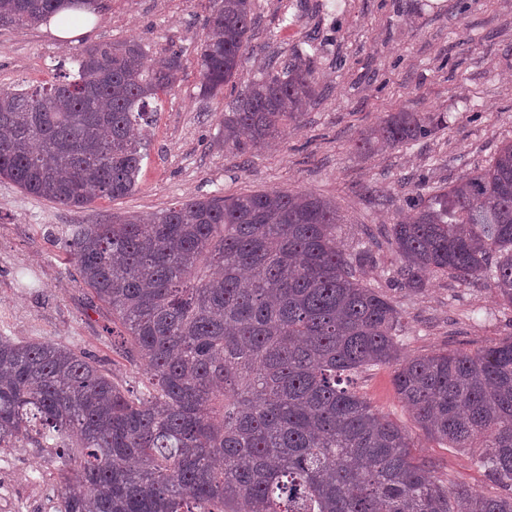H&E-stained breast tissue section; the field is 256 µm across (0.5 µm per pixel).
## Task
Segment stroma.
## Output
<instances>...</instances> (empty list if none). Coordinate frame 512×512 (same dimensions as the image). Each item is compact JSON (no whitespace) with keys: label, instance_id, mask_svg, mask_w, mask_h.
<instances>
[{"label":"stroma","instance_id":"obj_1","mask_svg":"<svg viewBox=\"0 0 512 512\" xmlns=\"http://www.w3.org/2000/svg\"><path fill=\"white\" fill-rule=\"evenodd\" d=\"M90 33L63 44L47 26L0 27V87L56 83L73 72V49L137 40L153 56L177 50L184 71L162 94L145 137L135 190L65 207L0 179V335L84 351L114 382L144 391L142 363L123 358L119 337L90 291L73 277L64 240L71 225L151 216L189 198L287 191L336 202L346 249L404 210L419 183L436 187L485 166L512 141V0H254L247 59L223 95L199 93L197 48L210 0H97ZM309 60L316 94L300 123L250 157L225 146L224 109L268 63ZM442 112L446 129L407 147L358 152V140L391 113ZM369 282L396 304L407 353L473 351L512 334V308L485 288L445 277L411 293L393 285L387 244L373 249ZM360 392L405 426L415 452L450 485L497 493L475 449L424 437L398 401L388 368L363 373Z\"/></svg>","mask_w":512,"mask_h":512}]
</instances>
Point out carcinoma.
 Masks as SVG:
<instances>
[{
    "label": "carcinoma",
    "mask_w": 512,
    "mask_h": 512,
    "mask_svg": "<svg viewBox=\"0 0 512 512\" xmlns=\"http://www.w3.org/2000/svg\"><path fill=\"white\" fill-rule=\"evenodd\" d=\"M60 11L0 0V26ZM253 24V0H213L202 95L237 74ZM73 62L70 79L0 88V178L82 207L134 190L145 145L133 131L182 59L130 40ZM314 85L299 53L262 68L224 110V143L247 155L272 142L301 120ZM445 125L440 112H394L359 149ZM406 207L385 234L400 287L446 275L512 307V142ZM340 221L330 200L272 191L72 225L77 279L123 328L145 391L123 389L85 352L0 336V448L36 434L60 449L58 512H512V335L475 352L405 353L400 311L364 277L376 240L345 251ZM381 366L424 436L481 449L501 493L450 486L412 453V434L354 385Z\"/></svg>",
    "instance_id": "obj_1"
}]
</instances>
